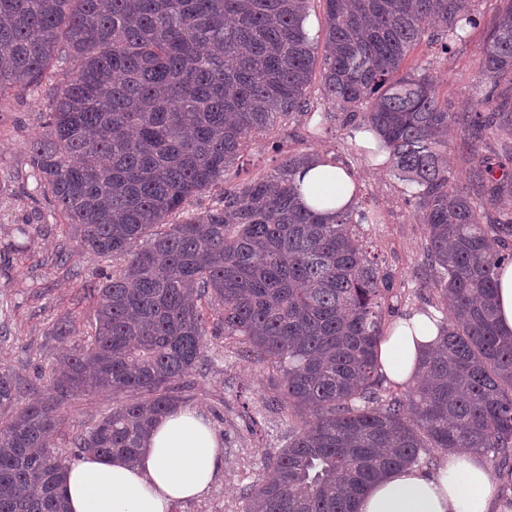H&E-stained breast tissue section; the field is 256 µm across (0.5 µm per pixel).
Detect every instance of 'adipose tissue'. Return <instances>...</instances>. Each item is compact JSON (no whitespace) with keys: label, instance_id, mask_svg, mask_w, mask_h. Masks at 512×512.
<instances>
[{"label":"adipose tissue","instance_id":"adipose-tissue-1","mask_svg":"<svg viewBox=\"0 0 512 512\" xmlns=\"http://www.w3.org/2000/svg\"><path fill=\"white\" fill-rule=\"evenodd\" d=\"M300 179L301 205L316 204L314 195L322 192L335 197L320 206L326 216L351 207L353 180L328 156H313ZM439 335L426 313L398 319L381 346L384 375L403 384L415 380L420 355ZM221 448L198 409H175L155 424L136 463L86 455L70 465L64 480L70 512H170L174 502L208 490L221 465ZM499 484L480 454L451 452L437 469L412 466L383 476L361 498L358 512H512L499 494Z\"/></svg>","mask_w":512,"mask_h":512}]
</instances>
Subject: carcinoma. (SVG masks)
<instances>
[{
  "mask_svg": "<svg viewBox=\"0 0 512 512\" xmlns=\"http://www.w3.org/2000/svg\"><path fill=\"white\" fill-rule=\"evenodd\" d=\"M0 0V99L54 80L45 132L31 140L36 187L79 232L78 253L120 257L86 286L91 341L77 343L41 397L0 368V512H67L69 460L50 447L60 408L80 392L134 393L71 441L73 456L130 462L153 423L185 403L178 379L205 366L224 333L263 365L261 402L286 413L288 443L264 457L273 477L242 512H357L380 476L427 462L428 448L480 451L512 471V336L497 327L496 274L512 263V172L479 158L470 186L451 179L448 127L480 141L512 131V101L450 112L425 68L404 62L424 37L446 52L479 17L474 0ZM487 73L512 75V0L488 33ZM324 101L376 136L416 185L430 286L443 305L439 346L414 385L383 387L379 350L392 323V277L367 248L357 202L329 221L302 207L294 133L269 142L267 175L224 173L256 136L311 121L318 58ZM71 63L57 73L54 63ZM224 185L201 212L193 197ZM185 214L177 224L166 219Z\"/></svg>",
  "mask_w": 512,
  "mask_h": 512,
  "instance_id": "cac0c4a2",
  "label": "carcinoma"
}]
</instances>
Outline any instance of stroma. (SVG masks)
<instances>
[{
  "label": "stroma",
  "instance_id": "obj_1",
  "mask_svg": "<svg viewBox=\"0 0 512 512\" xmlns=\"http://www.w3.org/2000/svg\"><path fill=\"white\" fill-rule=\"evenodd\" d=\"M504 0H475L477 27L442 52L439 45L421 40L404 67L429 69L435 90L453 112L481 110L487 90L498 98L512 97V78L488 79L481 53ZM48 82L19 88L0 100V368L23 384L42 388L58 368L74 340L94 333L95 309L84 296L87 284L121 266V259L83 255L68 265L57 263L60 246L75 247L77 233L63 224L54 201L36 193L28 153L29 141L43 130L49 103ZM321 139L306 143L309 152L336 157L360 188L367 211L380 215L368 225L367 240L380 267L394 275L396 315L410 311H439L426 283L431 273L424 261V226L405 202L407 185L390 169L365 153V142L343 123L342 117L323 115ZM501 140L471 139L461 128L448 130V168L459 184H468L477 157L498 158ZM74 321L76 339L54 336L56 323ZM207 365L192 378L186 404L201 409L222 443V464L211 488L201 497L180 501L171 512H241L245 486L268 477L265 453L284 447L289 425L284 413L255 406L243 411L240 393L259 397L268 385L261 365L244 360L225 345L223 337L206 336ZM110 393H82L63 407V423L52 437L61 453L70 450L71 437L94 425L115 405Z\"/></svg>",
  "mask_w": 512,
  "mask_h": 512
}]
</instances>
